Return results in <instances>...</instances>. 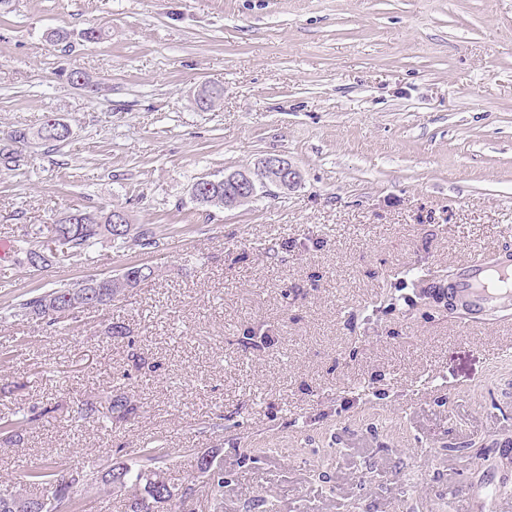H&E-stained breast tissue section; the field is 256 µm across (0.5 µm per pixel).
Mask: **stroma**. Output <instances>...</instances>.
Listing matches in <instances>:
<instances>
[{"instance_id": "obj_1", "label": "stroma", "mask_w": 512, "mask_h": 512, "mask_svg": "<svg viewBox=\"0 0 512 512\" xmlns=\"http://www.w3.org/2000/svg\"><path fill=\"white\" fill-rule=\"evenodd\" d=\"M205 85L224 91L210 111ZM50 118L67 140L38 138ZM0 150L20 158L0 166V243L108 205L159 239L39 270L0 255V416L48 410L0 443L1 493L25 466L133 464L159 440L178 488L220 455L223 512H477L491 464L445 445L512 435V308H420L404 273L512 248V0H0ZM273 153L293 189L192 200ZM144 264L68 331L7 315ZM119 386L129 420L81 417Z\"/></svg>"}]
</instances>
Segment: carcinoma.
<instances>
[{
  "instance_id": "1",
  "label": "carcinoma",
  "mask_w": 512,
  "mask_h": 512,
  "mask_svg": "<svg viewBox=\"0 0 512 512\" xmlns=\"http://www.w3.org/2000/svg\"><path fill=\"white\" fill-rule=\"evenodd\" d=\"M224 96V90L212 87H203L197 94L196 105L203 110L213 108ZM39 135L45 141L62 142L68 139L67 130L51 125L45 121ZM75 228L69 240V250L74 255L83 254L94 242L104 236L112 237V241L126 244L128 242L142 249L158 247V241L151 228H137V231L127 237L115 234L111 230L109 214L94 215L81 210H74L63 221L51 225L50 234H57L67 228ZM47 242L40 237L22 240L19 252L28 261L37 253L44 251ZM155 274L153 268L140 267V274H134L132 268L126 267L114 274L103 277H89L80 283L63 284L48 290L33 294L18 301L9 310L11 317H36L46 320V325L55 327L61 320L74 316L67 296L76 291L91 293L81 310L99 307H110L112 301L125 290L134 288L140 283L151 279ZM133 407L130 396L126 391L118 388L114 391L106 406L102 418L107 422L125 420L132 414ZM50 413V409L33 405L26 413L17 418H0V440L11 442L17 430L27 424L33 423ZM169 454L162 444L140 449V463H114L104 469L94 465H80L78 469L85 478L84 486L93 487L102 484L109 488H125L129 485L141 486L144 495L134 499L130 505L131 512H152L146 504V499L160 497L167 501L172 499L176 488L171 486L165 477L162 464L168 460ZM65 467L61 465H43L31 467L24 472L25 485L28 487L26 497L29 508L20 511L12 508L13 495H0V512H82V498L77 494L78 488L65 483L62 473ZM196 470L199 474L210 476L208 489L210 490L213 512H222L221 492L224 488V466L222 460L213 456L206 458L200 456L196 460ZM196 484L191 483L181 488V495L174 509L177 512H194L188 508V503L196 496Z\"/></svg>"
}]
</instances>
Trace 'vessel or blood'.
<instances>
[{"instance_id": "obj_1", "label": "vessel or blood", "mask_w": 512, "mask_h": 512, "mask_svg": "<svg viewBox=\"0 0 512 512\" xmlns=\"http://www.w3.org/2000/svg\"><path fill=\"white\" fill-rule=\"evenodd\" d=\"M455 294L469 317L478 320L512 305V253L464 262L455 279Z\"/></svg>"}]
</instances>
